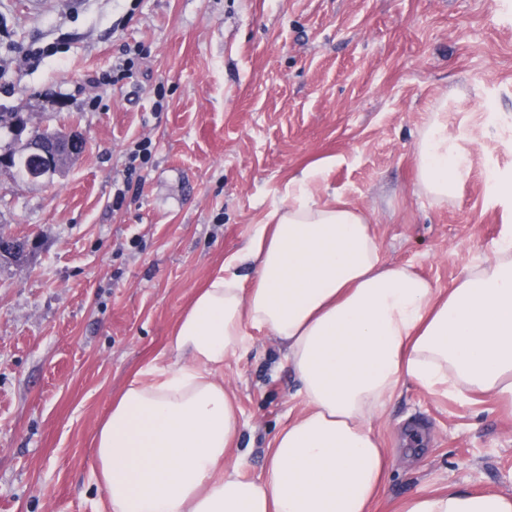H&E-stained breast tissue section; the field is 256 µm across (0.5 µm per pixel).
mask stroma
<instances>
[{
    "instance_id": "obj_1",
    "label": "stroma",
    "mask_w": 512,
    "mask_h": 512,
    "mask_svg": "<svg viewBox=\"0 0 512 512\" xmlns=\"http://www.w3.org/2000/svg\"><path fill=\"white\" fill-rule=\"evenodd\" d=\"M468 152L437 207L414 184L432 112ZM0 112L77 129L47 185L0 169V512H100L89 482L112 398L256 225L314 170L369 215L391 264L449 288L512 196V0H0ZM145 156L132 158L140 142ZM259 473L298 413L277 343L225 362ZM377 512L424 487L512 493V412L407 382L373 423Z\"/></svg>"
}]
</instances>
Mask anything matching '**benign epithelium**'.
<instances>
[{"label":"benign epithelium","mask_w":512,"mask_h":512,"mask_svg":"<svg viewBox=\"0 0 512 512\" xmlns=\"http://www.w3.org/2000/svg\"><path fill=\"white\" fill-rule=\"evenodd\" d=\"M9 128L16 142L26 151L24 178L31 184L49 181L62 173L83 144L80 134L71 127L61 126L47 135L45 127L31 123L23 115L10 122ZM28 250L29 245L24 241H0V254L19 258Z\"/></svg>","instance_id":"obj_1"}]
</instances>
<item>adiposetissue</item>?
I'll return each mask as SVG.
<instances>
[{"instance_id": "adipose-tissue-1", "label": "adipose tissue", "mask_w": 512, "mask_h": 512, "mask_svg": "<svg viewBox=\"0 0 512 512\" xmlns=\"http://www.w3.org/2000/svg\"><path fill=\"white\" fill-rule=\"evenodd\" d=\"M415 184L453 199L466 156L434 113ZM308 173L178 319L168 347L115 398L91 477L109 512H375L388 470L374 419L413 381L463 404L512 405V225L447 289L387 265L370 218L315 200ZM275 339L304 411L244 477L241 410L219 373L254 334ZM401 512H512V494L451 484Z\"/></svg>"}]
</instances>
